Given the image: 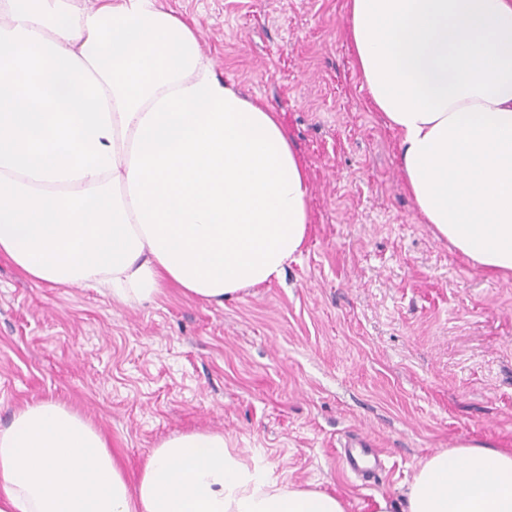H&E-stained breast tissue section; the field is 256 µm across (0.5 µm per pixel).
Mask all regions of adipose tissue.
Returning a JSON list of instances; mask_svg holds the SVG:
<instances>
[{
    "label": "adipose tissue",
    "mask_w": 512,
    "mask_h": 512,
    "mask_svg": "<svg viewBox=\"0 0 512 512\" xmlns=\"http://www.w3.org/2000/svg\"><path fill=\"white\" fill-rule=\"evenodd\" d=\"M349 39L426 223L512 280V0H348ZM272 108L215 74L156 0H0V254L27 278L138 305L173 285L220 304L279 279L310 224ZM0 512H348L223 433L152 450L129 484L106 437L41 400L0 425ZM406 512H512V448L421 465Z\"/></svg>",
    "instance_id": "obj_1"
}]
</instances>
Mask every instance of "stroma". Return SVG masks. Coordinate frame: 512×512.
Masks as SVG:
<instances>
[{
    "label": "stroma",
    "instance_id": "35a3bbf8",
    "mask_svg": "<svg viewBox=\"0 0 512 512\" xmlns=\"http://www.w3.org/2000/svg\"><path fill=\"white\" fill-rule=\"evenodd\" d=\"M216 74L279 112L305 163L309 232L279 280L224 305L174 287L141 306L37 282L0 255V423L56 400L106 436L128 482L164 440L223 433L274 476L389 512L423 461L512 448V281L437 238L348 44L346 0H159ZM382 449L370 480L344 444Z\"/></svg>",
    "mask_w": 512,
    "mask_h": 512
}]
</instances>
